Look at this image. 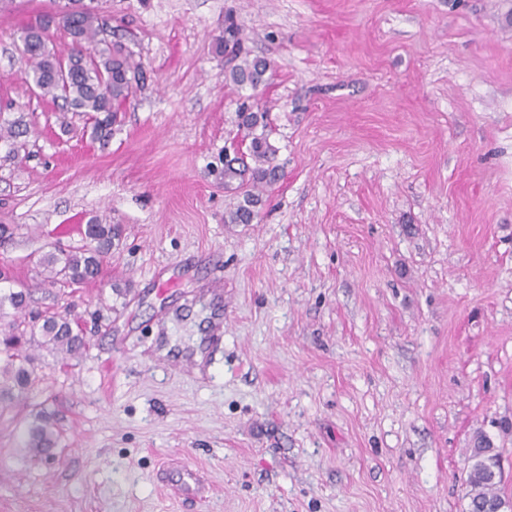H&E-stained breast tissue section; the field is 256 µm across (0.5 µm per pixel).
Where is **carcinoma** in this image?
Here are the masks:
<instances>
[{
  "mask_svg": "<svg viewBox=\"0 0 512 512\" xmlns=\"http://www.w3.org/2000/svg\"><path fill=\"white\" fill-rule=\"evenodd\" d=\"M73 23L68 28L71 48L60 53L54 44L42 38L30 24L20 34L22 55L29 64L26 80L33 83L40 95L52 100H62V115L80 112L93 122L94 134L102 141L112 137V127L118 113L144 86L145 76L141 62L120 39H108V30L97 14L83 7L71 9ZM215 52L234 63L230 78L237 86H249L256 91L265 83L269 63L263 58H249L244 48V32L236 16H224V32L214 42ZM67 69V79L58 74ZM241 125L249 131L250 142L246 161L235 167L224 163V187L243 190V200L228 212L226 224H250L258 216L263 204V188L277 177L272 166L276 149L269 141L265 113L245 107L239 112ZM123 229L119 224L91 222L82 232L83 244L67 252L47 251L38 263L43 268L45 281L52 285L84 286L96 282L102 257L112 249L114 241L121 239ZM31 292L26 287L10 288L0 293V410L28 396L41 380L35 365V356L29 353L34 347L45 348L61 355V360L81 356L86 350V339L77 319L68 314L54 313L42 323H28L14 316L8 317L4 306L23 313L28 307ZM25 430L24 448L28 453L48 461L58 444L60 435L48 424L44 404ZM501 480H494L475 468L467 473L469 512L502 498L497 491Z\"/></svg>",
  "mask_w": 512,
  "mask_h": 512,
  "instance_id": "cac0c4a2",
  "label": "carcinoma"
}]
</instances>
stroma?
I'll list each match as a JSON object with an SVG mask.
<instances>
[{"mask_svg": "<svg viewBox=\"0 0 512 512\" xmlns=\"http://www.w3.org/2000/svg\"><path fill=\"white\" fill-rule=\"evenodd\" d=\"M65 3L0 11V121L28 128L0 142V266L90 348L37 350L0 416V512H467L480 431L512 497V0H92L147 76L106 142L24 79L21 29ZM230 10L255 93L213 50ZM250 95L279 178L228 224ZM93 219L124 228L102 280L45 283ZM219 311L208 370L166 360ZM40 402L47 463L19 439ZM176 460L206 502L158 481Z\"/></svg>", "mask_w": 512, "mask_h": 512, "instance_id": "1", "label": "stroma"}]
</instances>
